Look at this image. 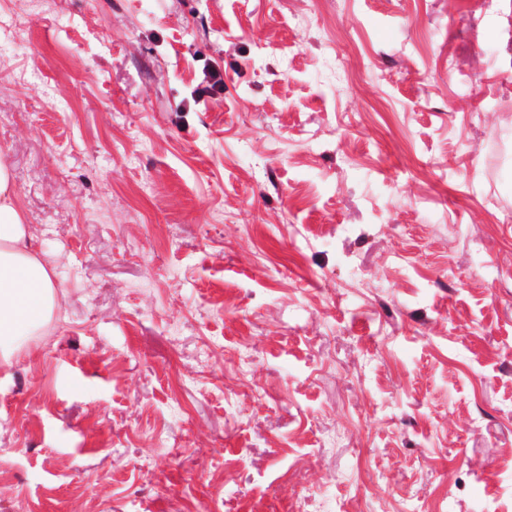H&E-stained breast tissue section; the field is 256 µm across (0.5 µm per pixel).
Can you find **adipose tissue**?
Wrapping results in <instances>:
<instances>
[{"label":"adipose tissue","mask_w":512,"mask_h":512,"mask_svg":"<svg viewBox=\"0 0 512 512\" xmlns=\"http://www.w3.org/2000/svg\"><path fill=\"white\" fill-rule=\"evenodd\" d=\"M59 296L54 273L41 259L14 175L0 163V356L21 349L49 321Z\"/></svg>","instance_id":"adipose-tissue-1"}]
</instances>
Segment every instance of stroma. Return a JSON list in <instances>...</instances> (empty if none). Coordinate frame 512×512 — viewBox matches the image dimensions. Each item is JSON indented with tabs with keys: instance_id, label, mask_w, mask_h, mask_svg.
I'll return each mask as SVG.
<instances>
[{
	"instance_id": "obj_1",
	"label": "stroma",
	"mask_w": 512,
	"mask_h": 512,
	"mask_svg": "<svg viewBox=\"0 0 512 512\" xmlns=\"http://www.w3.org/2000/svg\"><path fill=\"white\" fill-rule=\"evenodd\" d=\"M0 35L61 286L0 359V512H512V0H0Z\"/></svg>"
}]
</instances>
